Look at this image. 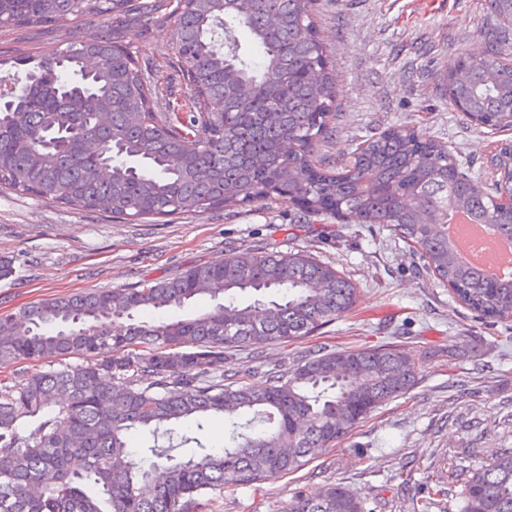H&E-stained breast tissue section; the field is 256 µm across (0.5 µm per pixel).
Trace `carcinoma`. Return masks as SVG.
Returning <instances> with one entry per match:
<instances>
[{"mask_svg":"<svg viewBox=\"0 0 512 512\" xmlns=\"http://www.w3.org/2000/svg\"><path fill=\"white\" fill-rule=\"evenodd\" d=\"M487 55L448 66V105L511 128L512 10ZM316 0H0V28H65L46 55L0 51V81L23 101L0 111V189L79 211L112 203L114 219L141 221L276 197L304 215L380 224L405 242L478 317L512 322V280L492 279L448 243V213L464 211L512 238V141L489 182L448 146L403 128L336 155L316 152L336 119V72L317 36ZM103 18L87 33L83 26ZM171 29L183 83L163 93L133 43ZM246 37L241 45L238 34ZM242 295L249 302L239 300ZM202 312L151 322L145 311ZM358 288L310 252L234 248L134 288L50 295L0 314V367L41 362L18 384L0 382V512H206L210 494L259 488L348 439L415 384V360L388 342L339 352L321 342L259 371L213 373L224 355L260 360L270 345L312 337L355 307ZM79 356L77 365L66 359ZM224 418V446L183 431ZM147 432L146 460L130 437ZM461 476L450 458L414 512H429ZM461 512H512V450L471 472ZM285 512H369L341 482L299 492Z\"/></svg>","mask_w":512,"mask_h":512,"instance_id":"1","label":"carcinoma"}]
</instances>
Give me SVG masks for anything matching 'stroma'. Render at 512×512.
Masks as SVG:
<instances>
[{
  "label": "stroma",
  "instance_id": "obj_1",
  "mask_svg": "<svg viewBox=\"0 0 512 512\" xmlns=\"http://www.w3.org/2000/svg\"><path fill=\"white\" fill-rule=\"evenodd\" d=\"M318 36L338 77L336 128L324 160L400 126L447 145L471 171L512 130L477 126L450 110L449 64L483 55L498 26L484 0H317ZM65 29H1L0 50L52 51ZM137 54L162 86L179 88L170 67V30L158 28ZM311 249L355 282V309L322 328L337 350L377 337L394 340L419 365L410 392L376 411L343 443L301 470L263 485L218 493L216 512H285L297 492L315 494L343 482L371 512H411L447 456L481 465L512 448V325L477 318L425 272L401 241L378 225L306 223L285 197L169 222L124 223L108 214L0 193V259L13 275L0 280V314L41 298L100 288H130L199 263H221L228 250ZM412 467L399 485L396 474Z\"/></svg>",
  "mask_w": 512,
  "mask_h": 512
}]
</instances>
